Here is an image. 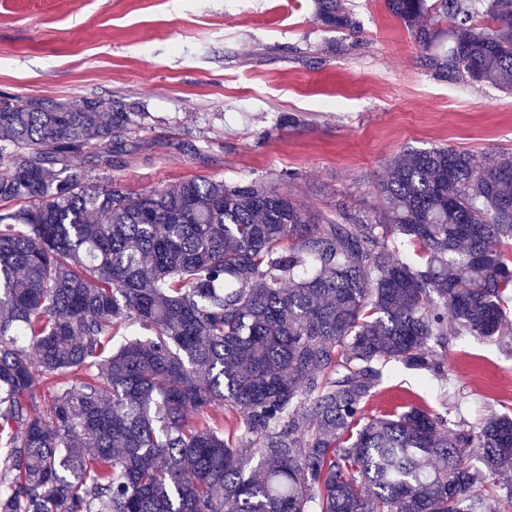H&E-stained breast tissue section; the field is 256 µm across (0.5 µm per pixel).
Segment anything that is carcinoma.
Returning a JSON list of instances; mask_svg holds the SVG:
<instances>
[{"label":"carcinoma","mask_w":512,"mask_h":512,"mask_svg":"<svg viewBox=\"0 0 512 512\" xmlns=\"http://www.w3.org/2000/svg\"><path fill=\"white\" fill-rule=\"evenodd\" d=\"M385 5L437 73L512 92V0ZM314 13L359 31L344 0ZM140 117L0 95V512H508L512 415L366 402L390 362L507 335L512 156L407 148L374 216L253 180L90 184Z\"/></svg>","instance_id":"cac0c4a2"}]
</instances>
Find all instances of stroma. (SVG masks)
<instances>
[{
	"label": "stroma",
	"instance_id": "obj_1",
	"mask_svg": "<svg viewBox=\"0 0 512 512\" xmlns=\"http://www.w3.org/2000/svg\"><path fill=\"white\" fill-rule=\"evenodd\" d=\"M347 3L355 38L321 26L312 0H0V93L147 113L140 150L92 175L128 193L204 175L376 211L405 148L512 155V96L439 77L384 0ZM440 361L439 376L387 365L367 414H512V347L466 336Z\"/></svg>",
	"mask_w": 512,
	"mask_h": 512
}]
</instances>
